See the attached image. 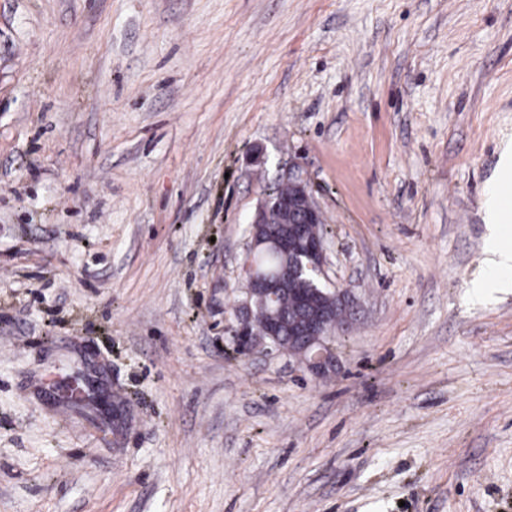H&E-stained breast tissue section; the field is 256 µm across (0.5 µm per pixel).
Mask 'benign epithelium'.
<instances>
[{
	"mask_svg": "<svg viewBox=\"0 0 512 512\" xmlns=\"http://www.w3.org/2000/svg\"><path fill=\"white\" fill-rule=\"evenodd\" d=\"M288 185L292 187L290 195L264 198L250 217V241L242 266L244 288L232 339L238 354L248 358L279 350V338L288 335L294 343L288 355L303 362L310 372L326 375L334 371L336 366L335 357L324 344L332 328L338 325L330 318V311L341 308L347 315L354 299L350 290L334 289L327 294L328 302L314 303L316 297L327 289L324 284L326 248L323 237L308 235L305 227L324 223V217L313 201L307 181L301 175L289 174ZM272 210L281 214L284 223L288 224V232L270 234L269 214ZM263 247L289 258V261L276 268L259 267L255 254ZM305 270L315 281V287L293 289L302 315L286 324L271 314L266 323L265 336L250 335L254 315L269 308L270 303L276 301L283 291V286L299 280Z\"/></svg>",
	"mask_w": 512,
	"mask_h": 512,
	"instance_id": "1",
	"label": "benign epithelium"
}]
</instances>
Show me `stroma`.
Listing matches in <instances>:
<instances>
[{
    "label": "stroma",
    "mask_w": 512,
    "mask_h": 512,
    "mask_svg": "<svg viewBox=\"0 0 512 512\" xmlns=\"http://www.w3.org/2000/svg\"><path fill=\"white\" fill-rule=\"evenodd\" d=\"M506 141L512 0H0V512H512ZM294 167L326 377L230 341ZM485 222L489 230V240L492 247L488 251L486 259L495 278L501 277V288H510L512 280V244L503 243V225L509 219L507 210L502 203L501 188L494 187L486 196L485 203ZM505 274L508 277H505Z\"/></svg>",
    "instance_id": "stroma-1"
}]
</instances>
